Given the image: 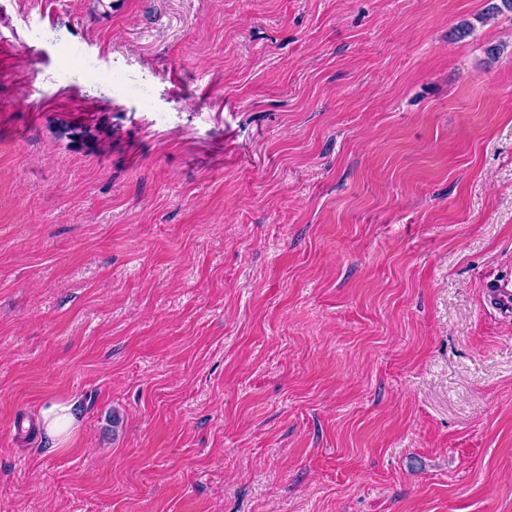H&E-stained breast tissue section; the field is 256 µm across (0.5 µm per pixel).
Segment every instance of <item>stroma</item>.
I'll use <instances>...</instances> for the list:
<instances>
[{
  "instance_id": "35a3bbf8",
  "label": "stroma",
  "mask_w": 512,
  "mask_h": 512,
  "mask_svg": "<svg viewBox=\"0 0 512 512\" xmlns=\"http://www.w3.org/2000/svg\"><path fill=\"white\" fill-rule=\"evenodd\" d=\"M486 7L0 0V512H512ZM487 301L499 310L512 314V283L511 281L491 280L485 285ZM36 423L53 448H64L80 425L75 405L63 400L46 402L37 412Z\"/></svg>"
}]
</instances>
